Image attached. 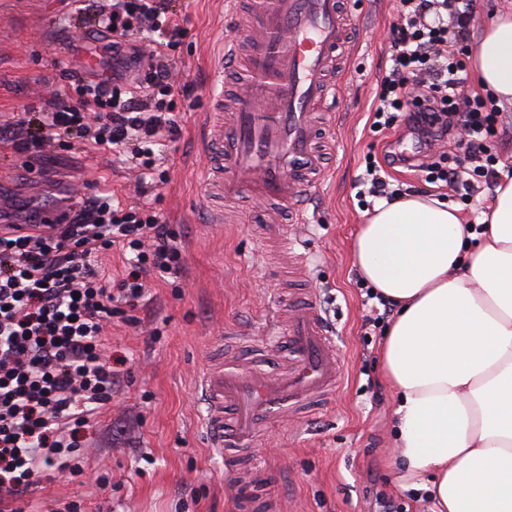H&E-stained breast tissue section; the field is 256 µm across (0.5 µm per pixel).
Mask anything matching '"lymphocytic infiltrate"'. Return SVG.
Here are the masks:
<instances>
[{"label": "lymphocytic infiltrate", "mask_w": 512, "mask_h": 512, "mask_svg": "<svg viewBox=\"0 0 512 512\" xmlns=\"http://www.w3.org/2000/svg\"><path fill=\"white\" fill-rule=\"evenodd\" d=\"M473 15L474 0H398L393 65L377 82L369 119L376 132L402 129L418 150L366 159L358 197H398L381 174L386 164L413 168L465 201L496 186L489 139L498 110L492 98L465 94L466 64L454 50ZM94 16L111 36L103 46L104 76L70 74V92L47 99L41 132L19 119L0 128V144L41 156L53 143L78 138L153 170L160 137L181 134L168 103L170 51L187 31L170 0H101ZM145 31L162 40L144 58L133 40ZM454 140L463 157L431 160L432 147ZM68 212L66 224L31 216L0 225V512H19L18 502L35 493L45 469L82 473L83 433L111 403L120 378L105 353L104 327L133 323L150 276L183 270L173 229L150 207L113 204L106 191ZM115 246L128 258L111 293L98 255Z\"/></svg>", "instance_id": "1"}]
</instances>
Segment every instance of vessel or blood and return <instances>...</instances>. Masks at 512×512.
Wrapping results in <instances>:
<instances>
[{
	"mask_svg": "<svg viewBox=\"0 0 512 512\" xmlns=\"http://www.w3.org/2000/svg\"><path fill=\"white\" fill-rule=\"evenodd\" d=\"M337 0H224L225 18L240 28L225 43L222 61L237 65L241 91L220 119L224 99L215 96L205 150L225 198L254 193L269 206L302 212L309 178L319 168L312 121L317 104L335 97L341 17ZM79 69L101 75V48L83 42ZM288 368L277 376L243 369L237 361L207 371L199 390L204 427L231 468L241 449L301 402L328 396L340 364L317 305L298 308L287 332Z\"/></svg>",
	"mask_w": 512,
	"mask_h": 512,
	"instance_id": "vessel-or-blood-1",
	"label": "vessel or blood"
}]
</instances>
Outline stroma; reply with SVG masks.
<instances>
[{
	"mask_svg": "<svg viewBox=\"0 0 512 512\" xmlns=\"http://www.w3.org/2000/svg\"><path fill=\"white\" fill-rule=\"evenodd\" d=\"M171 6L188 30L172 50L175 80L195 87L171 98L181 134L160 146L166 180L146 203L178 234L184 270L148 279L137 324L109 327L108 353L123 359L124 375L86 437L84 473L46 471L26 512H55L67 498L80 501L82 512H240L247 498L256 500L254 512H382V493L396 512H431L426 493L402 489L388 464L395 397L380 380V336L361 335L364 294L352 261L366 156L382 157L396 141L411 147L397 132L370 131L368 121L377 80L391 66L396 0H344L346 36L357 50L336 77V119L320 126L325 176L309 192L303 224L254 197L227 202L210 189L203 143L215 63L229 34L224 0ZM98 32L76 23L70 0H0V126L41 107L52 90H66L72 42ZM137 183V170L120 157L77 140L41 159L0 149V211L19 223L103 188L115 200H134ZM284 231L304 258L291 278L276 243ZM288 293L321 308L343 373L329 398L267 428L247 478L238 479L208 445L198 381L221 352L246 365L257 346L265 351L259 369L281 372L285 339L268 335L266 323L269 306Z\"/></svg>",
	"mask_w": 512,
	"mask_h": 512,
	"instance_id": "stroma-1",
	"label": "stroma"
}]
</instances>
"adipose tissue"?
Masks as SVG:
<instances>
[{
    "label": "adipose tissue",
    "instance_id": "obj_1",
    "mask_svg": "<svg viewBox=\"0 0 512 512\" xmlns=\"http://www.w3.org/2000/svg\"><path fill=\"white\" fill-rule=\"evenodd\" d=\"M471 65L512 107V14L490 23ZM478 221L412 194L366 214L352 247L360 277L395 307L380 345L393 458L432 512H512L511 173Z\"/></svg>",
    "mask_w": 512,
    "mask_h": 512
}]
</instances>
